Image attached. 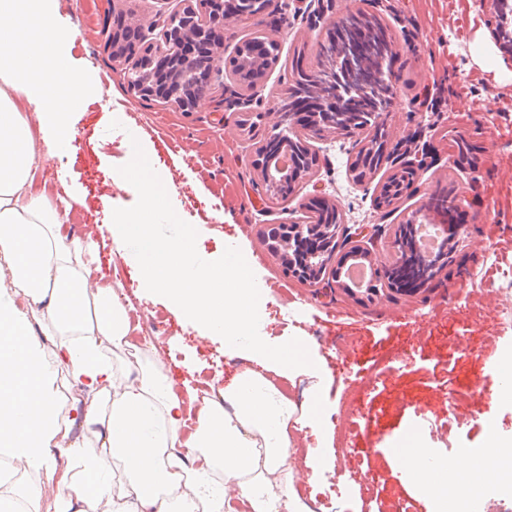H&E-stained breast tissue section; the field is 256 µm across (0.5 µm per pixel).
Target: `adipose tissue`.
Returning a JSON list of instances; mask_svg holds the SVG:
<instances>
[{
  "instance_id": "obj_1",
  "label": "adipose tissue",
  "mask_w": 512,
  "mask_h": 512,
  "mask_svg": "<svg viewBox=\"0 0 512 512\" xmlns=\"http://www.w3.org/2000/svg\"><path fill=\"white\" fill-rule=\"evenodd\" d=\"M54 0H0V512H234L237 487L250 512H307L289 460L297 428L321 425L316 403L297 406L275 384L311 376L259 336L258 291L243 266L200 256L190 233L160 232L168 187L140 183L135 209L107 230L141 286L203 336L223 339L251 365L213 397L177 392L156 350L133 346L115 288L89 280L94 237L64 239L82 199L56 205L32 189L40 154L19 112L41 116L44 142L66 144L85 79L65 51ZM43 338H36L33 324ZM436 512H473L468 469L451 480L420 469Z\"/></svg>"
}]
</instances>
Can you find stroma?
<instances>
[{"label": "stroma", "mask_w": 512, "mask_h": 512, "mask_svg": "<svg viewBox=\"0 0 512 512\" xmlns=\"http://www.w3.org/2000/svg\"><path fill=\"white\" fill-rule=\"evenodd\" d=\"M470 0H383L379 15L399 49L393 67L396 95L388 114L392 144L414 134L420 118L430 127L420 141L432 164L399 202L398 212L382 216L375 199L390 176L381 166L372 182L358 185L347 172V137L327 133L313 139L318 167L300 181L288 200L269 199L252 167L255 147L232 114L235 87L213 82L192 112L135 97L119 66L104 27L108 19L134 13L146 18L162 10V0H58L61 23L74 33L68 44L77 68L94 77L97 95L73 117V138L54 156H42L39 178L55 189L52 201L74 190L84 198L65 234L96 232L109 207H131L137 199L133 171L146 166L173 183L180 209L160 214L162 233L191 227L206 252L224 251L244 260L260 282L259 300L269 313L266 331L273 349L301 345L320 364L322 377L279 378L278 387L307 400L319 388L325 418L323 454L327 471L318 486L308 482L307 443L296 440L294 487L305 503L347 489L337 512H432L412 474L401 467L398 449L413 435L440 459H458L461 449H484L486 428L512 434V401L498 389L507 381L499 359L512 350V54L491 33L493 9L484 0L471 11ZM362 0H287L283 10L260 21L228 18L224 55L245 35L262 29L281 44V59L263 80L265 90L283 91L291 81V61L304 52L312 62L325 19H339L362 8ZM150 145L143 156L129 148L130 132ZM479 149L458 167L459 134ZM128 173L116 188L111 171ZM455 183L471 201L469 234L456 247L451 276L436 275L412 295L361 302L343 291L316 288L294 278L263 245L260 230L307 215L318 190L333 195L343 223L351 229L385 223L378 241L379 265L393 260L388 239L399 230L401 211L422 208L437 187ZM222 209H215V202ZM151 319L168 330L155 337L176 383L213 381L223 388L238 372L239 359L199 338L163 305L135 303L133 325ZM348 412V445L337 448L336 416ZM370 452L374 474L368 485L348 482L359 466V452Z\"/></svg>", "instance_id": "1"}]
</instances>
